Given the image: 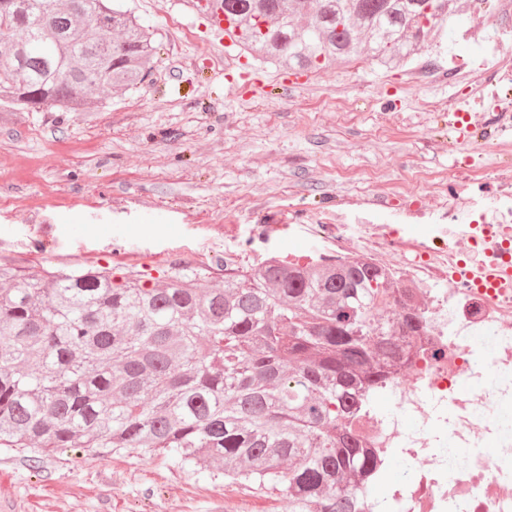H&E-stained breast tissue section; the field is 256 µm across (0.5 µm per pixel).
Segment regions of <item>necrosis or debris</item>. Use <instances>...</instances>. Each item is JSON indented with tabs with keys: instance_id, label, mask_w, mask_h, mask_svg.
<instances>
[{
	"instance_id": "1",
	"label": "necrosis or debris",
	"mask_w": 512,
	"mask_h": 512,
	"mask_svg": "<svg viewBox=\"0 0 512 512\" xmlns=\"http://www.w3.org/2000/svg\"><path fill=\"white\" fill-rule=\"evenodd\" d=\"M511 69L512 45L504 43L475 75L489 98L485 123L453 127L459 140L502 158L489 172L467 155L457 164L490 194L489 205L460 223L471 201L449 191L448 226L425 241L387 224L358 227L368 257L403 256L401 272L429 321L385 388L395 412H367L357 422L381 465L396 457L415 465L387 496L364 498L363 512H512V288L478 283L493 263L512 262V87L501 84ZM465 379L484 384L482 395L464 390ZM490 442L496 453H487Z\"/></svg>"
}]
</instances>
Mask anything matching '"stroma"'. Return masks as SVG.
Instances as JSON below:
<instances>
[{
	"mask_svg": "<svg viewBox=\"0 0 512 512\" xmlns=\"http://www.w3.org/2000/svg\"><path fill=\"white\" fill-rule=\"evenodd\" d=\"M154 34L148 79L88 112L0 106V261L112 269L115 284L176 265L224 283V260L332 253L313 224H388L424 238L447 223L432 181L465 190L448 108L506 31L485 0V39H466L469 0L397 67L336 63L296 74L240 55L184 0H124ZM429 64L440 75L408 74ZM0 512H290L279 491L181 468L163 454L61 448L32 463L0 449Z\"/></svg>",
	"mask_w": 512,
	"mask_h": 512,
	"instance_id": "1",
	"label": "stroma"
}]
</instances>
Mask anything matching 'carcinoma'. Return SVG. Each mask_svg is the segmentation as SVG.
<instances>
[{
  "mask_svg": "<svg viewBox=\"0 0 512 512\" xmlns=\"http://www.w3.org/2000/svg\"><path fill=\"white\" fill-rule=\"evenodd\" d=\"M433 11L425 13V3ZM453 0H223L240 51L318 70L391 67L430 44ZM0 104L82 112L92 88L128 90L157 47L120 0H0ZM417 288L369 259L277 257L224 286L175 268L147 288L105 267L0 264V447L170 456L277 489L291 512H362L383 468L356 433L423 336Z\"/></svg>",
  "mask_w": 512,
  "mask_h": 512,
  "instance_id": "1",
  "label": "carcinoma"
}]
</instances>
